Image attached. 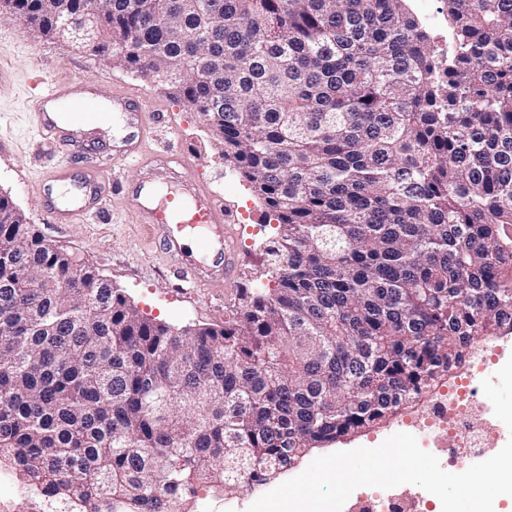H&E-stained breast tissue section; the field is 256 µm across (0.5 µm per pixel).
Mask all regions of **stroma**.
I'll return each mask as SVG.
<instances>
[{
  "label": "stroma",
  "instance_id": "stroma-1",
  "mask_svg": "<svg viewBox=\"0 0 512 512\" xmlns=\"http://www.w3.org/2000/svg\"><path fill=\"white\" fill-rule=\"evenodd\" d=\"M84 79L95 94L142 97L148 127L141 163L122 160L118 150L91 153L60 146L34 130L37 95L47 81ZM180 148L185 168L171 171L172 182L189 177L205 183L237 213V243L244 256L234 290L222 283L191 284L157 248L122 194L106 192L98 216L55 223L42 195L52 168L65 158L77 167L105 166L107 179L136 182L142 162L168 147ZM11 196L29 223L61 250L78 255L120 288L148 317L177 329L220 326L236 294L271 287L275 258L267 246L276 234L265 206L248 183L226 164L197 112L161 91L148 78L106 65L72 43L47 38L0 9V192Z\"/></svg>",
  "mask_w": 512,
  "mask_h": 512
}]
</instances>
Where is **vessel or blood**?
<instances>
[{
    "label": "vessel or blood",
    "instance_id": "b4317fda",
    "mask_svg": "<svg viewBox=\"0 0 512 512\" xmlns=\"http://www.w3.org/2000/svg\"><path fill=\"white\" fill-rule=\"evenodd\" d=\"M35 112L37 134L53 142H98L100 132L111 130L113 117H120L125 130L123 157L134 162L140 159L142 111L132 100L113 98L105 104L99 97L86 95L81 83H52L41 94ZM181 158V151L171 148L150 163L148 177L133 191V207L190 283L214 274L232 280L237 271L235 245L227 233L235 220L232 212L194 180H183L164 196L155 194L162 176ZM50 179L71 189L66 203L52 207L53 218L60 224L95 212L104 196L103 173L95 168L77 178L68 164L61 163L55 165Z\"/></svg>",
    "mask_w": 512,
    "mask_h": 512
}]
</instances>
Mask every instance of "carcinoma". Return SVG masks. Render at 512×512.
I'll return each mask as SVG.
<instances>
[{"label":"carcinoma","mask_w":512,"mask_h":512,"mask_svg":"<svg viewBox=\"0 0 512 512\" xmlns=\"http://www.w3.org/2000/svg\"><path fill=\"white\" fill-rule=\"evenodd\" d=\"M56 38L82 0H5ZM81 48L196 111L275 286L175 332L0 195V474L28 512H194L369 430L512 323V0H104ZM425 20L429 26L437 28L439 31H441L439 37L438 54L443 58H447L448 60V55H451L455 50V40L453 33L448 30V25L447 28L443 27L441 18L438 15L426 13Z\"/></svg>","instance_id":"obj_1"}]
</instances>
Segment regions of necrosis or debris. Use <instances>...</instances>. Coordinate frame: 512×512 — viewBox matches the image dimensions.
<instances>
[{
	"label": "necrosis or debris",
	"instance_id": "4bbe7bcc",
	"mask_svg": "<svg viewBox=\"0 0 512 512\" xmlns=\"http://www.w3.org/2000/svg\"><path fill=\"white\" fill-rule=\"evenodd\" d=\"M511 340L512 330L505 328L475 342L462 365L449 375L447 389L432 390L403 409L406 428L433 432L432 445L441 451L443 470L464 472L512 440V415H502L483 401L488 373L501 378L512 374L505 365L492 363L496 349ZM356 500V512H434L436 498L416 494L405 501L374 487L358 493Z\"/></svg>",
	"mask_w": 512,
	"mask_h": 512
}]
</instances>
